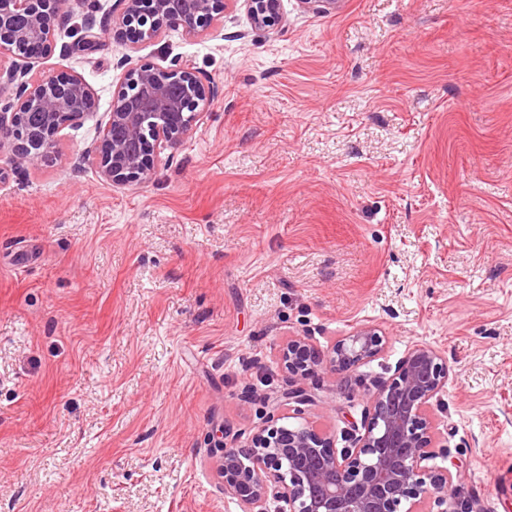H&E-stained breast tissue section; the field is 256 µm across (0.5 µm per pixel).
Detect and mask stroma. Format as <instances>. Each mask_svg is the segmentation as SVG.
<instances>
[{"label": "stroma", "mask_w": 512, "mask_h": 512, "mask_svg": "<svg viewBox=\"0 0 512 512\" xmlns=\"http://www.w3.org/2000/svg\"><path fill=\"white\" fill-rule=\"evenodd\" d=\"M113 2L80 0L31 72L80 76L93 116L0 180V512H240L220 435L285 415L346 447L416 343L453 368L433 467L512 512V0H282L269 32L236 0L201 36L138 42ZM126 56L218 93L150 181L115 185L84 155ZM364 325L381 355L287 379V341Z\"/></svg>", "instance_id": "stroma-1"}]
</instances>
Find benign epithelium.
<instances>
[{
	"label": "benign epithelium",
	"instance_id": "obj_1",
	"mask_svg": "<svg viewBox=\"0 0 512 512\" xmlns=\"http://www.w3.org/2000/svg\"><path fill=\"white\" fill-rule=\"evenodd\" d=\"M242 2L255 30H273L284 17L281 0ZM302 8L326 13L336 0H299ZM121 23L141 40L163 28L198 37L227 8L225 0H117ZM61 16L60 0H0V54L26 49L23 64L0 68V85L16 88V101L0 105V155L20 169L59 157L62 131L94 108L91 88L78 76L47 74L35 83L29 72L51 51V20ZM124 74L112 96V111L87 151L101 177L116 185L152 179L160 155L173 149L199 121L200 109L217 90L206 88L200 72L185 64L162 71L125 57ZM37 107L43 125L31 128L22 112ZM387 337L363 326L325 349L298 338L280 349L289 374L307 377L329 368L357 370L377 357ZM450 376L448 359L427 344H415L393 374L378 378L365 394L361 425L351 426V445L337 448L335 436L311 422L280 425L273 418L247 443L219 442L218 467L224 494L242 512H471L456 500L461 471L437 469L428 461L447 455L437 445L432 412Z\"/></svg>",
	"mask_w": 512,
	"mask_h": 512
}]
</instances>
